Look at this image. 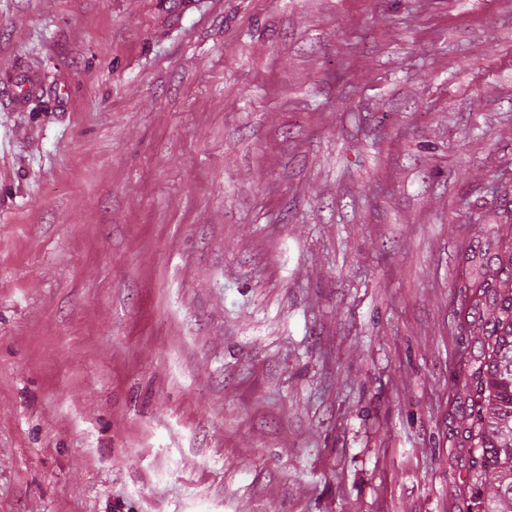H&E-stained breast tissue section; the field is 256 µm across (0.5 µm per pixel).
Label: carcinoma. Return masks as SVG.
Instances as JSON below:
<instances>
[{"instance_id":"obj_1","label":"carcinoma","mask_w":512,"mask_h":512,"mask_svg":"<svg viewBox=\"0 0 512 512\" xmlns=\"http://www.w3.org/2000/svg\"><path fill=\"white\" fill-rule=\"evenodd\" d=\"M461 258L476 267L456 288L478 345L463 384L475 478L466 512H512V242L497 243L491 255L469 248Z\"/></svg>"}]
</instances>
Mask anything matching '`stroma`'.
Wrapping results in <instances>:
<instances>
[{"mask_svg": "<svg viewBox=\"0 0 512 512\" xmlns=\"http://www.w3.org/2000/svg\"><path fill=\"white\" fill-rule=\"evenodd\" d=\"M506 208L512 0H0V512H460Z\"/></svg>", "mask_w": 512, "mask_h": 512, "instance_id": "1", "label": "stroma"}]
</instances>
